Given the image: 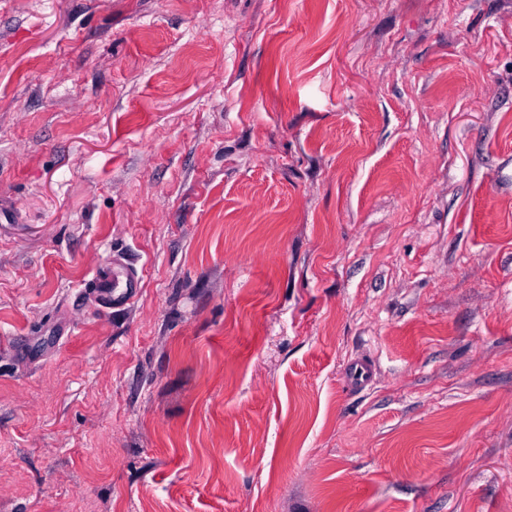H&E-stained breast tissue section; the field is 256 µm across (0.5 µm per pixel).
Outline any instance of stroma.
Masks as SVG:
<instances>
[{
    "label": "stroma",
    "mask_w": 512,
    "mask_h": 512,
    "mask_svg": "<svg viewBox=\"0 0 512 512\" xmlns=\"http://www.w3.org/2000/svg\"><path fill=\"white\" fill-rule=\"evenodd\" d=\"M1 195L0 512H512V0H0ZM138 272L119 256L95 273L88 282V288L100 299L102 309L121 308L136 297ZM374 364L367 358L355 360L347 369L345 378L352 389H362L373 381Z\"/></svg>",
    "instance_id": "1"
}]
</instances>
